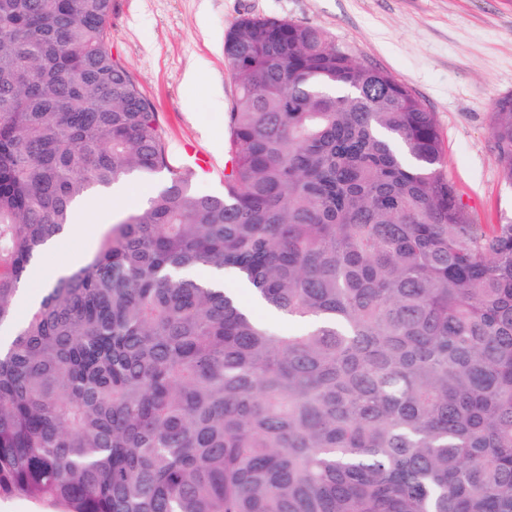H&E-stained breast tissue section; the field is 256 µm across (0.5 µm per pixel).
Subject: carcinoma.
Wrapping results in <instances>:
<instances>
[{
	"mask_svg": "<svg viewBox=\"0 0 512 512\" xmlns=\"http://www.w3.org/2000/svg\"><path fill=\"white\" fill-rule=\"evenodd\" d=\"M111 12L0 0V498L512 512V216L476 223L434 114L321 29L243 16L224 193L202 194L108 49ZM490 129L512 187V96ZM134 172L162 187L16 320L77 204Z\"/></svg>",
	"mask_w": 512,
	"mask_h": 512,
	"instance_id": "cac0c4a2",
	"label": "carcinoma"
}]
</instances>
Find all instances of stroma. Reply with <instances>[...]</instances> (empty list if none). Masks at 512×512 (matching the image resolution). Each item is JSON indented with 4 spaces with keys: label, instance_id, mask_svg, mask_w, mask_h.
Instances as JSON below:
<instances>
[{
    "label": "stroma",
    "instance_id": "obj_1",
    "mask_svg": "<svg viewBox=\"0 0 512 512\" xmlns=\"http://www.w3.org/2000/svg\"><path fill=\"white\" fill-rule=\"evenodd\" d=\"M246 14L316 26L409 88L435 116L447 173L475 221L512 215L489 129L494 102L512 95V0H112L109 48L151 101L171 153L210 157L197 180L205 194L224 190V114L236 93L224 34Z\"/></svg>",
    "mask_w": 512,
    "mask_h": 512
}]
</instances>
